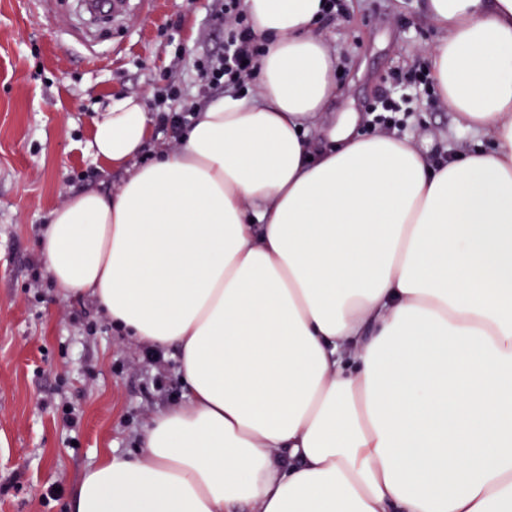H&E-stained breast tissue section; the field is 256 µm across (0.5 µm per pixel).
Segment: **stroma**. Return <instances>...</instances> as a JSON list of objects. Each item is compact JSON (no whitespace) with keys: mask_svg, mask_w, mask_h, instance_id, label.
<instances>
[{"mask_svg":"<svg viewBox=\"0 0 512 512\" xmlns=\"http://www.w3.org/2000/svg\"><path fill=\"white\" fill-rule=\"evenodd\" d=\"M426 0H343L320 22L338 58L334 112L365 111L393 73L426 65L438 31ZM214 0H128L98 37L111 62L88 61L75 0H0V512H70L82 473L102 449L133 456L149 416L181 401V388L148 387L162 366L117 331L88 298H63L40 256L53 211L88 189L115 191L126 172L88 150L102 112L125 96L152 106L175 83L198 91L195 60L224 45ZM404 127L431 157L470 147L437 92L411 96ZM95 324L93 333L83 323ZM81 416L65 421L66 408Z\"/></svg>","mask_w":512,"mask_h":512,"instance_id":"stroma-1","label":"stroma"}]
</instances>
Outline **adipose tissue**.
Here are the masks:
<instances>
[{"label": "adipose tissue", "mask_w": 512, "mask_h": 512, "mask_svg": "<svg viewBox=\"0 0 512 512\" xmlns=\"http://www.w3.org/2000/svg\"><path fill=\"white\" fill-rule=\"evenodd\" d=\"M252 96L139 163L135 96L94 124L128 174L53 213L63 295L176 348L183 402L104 450L73 512H512V0H426L431 78L484 149L327 121L323 0H242Z\"/></svg>", "instance_id": "adipose-tissue-1"}]
</instances>
